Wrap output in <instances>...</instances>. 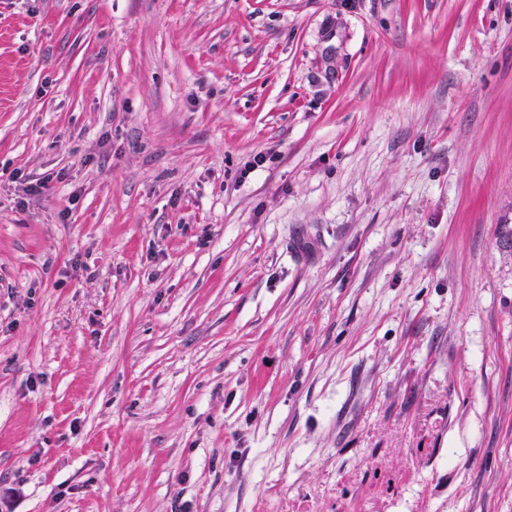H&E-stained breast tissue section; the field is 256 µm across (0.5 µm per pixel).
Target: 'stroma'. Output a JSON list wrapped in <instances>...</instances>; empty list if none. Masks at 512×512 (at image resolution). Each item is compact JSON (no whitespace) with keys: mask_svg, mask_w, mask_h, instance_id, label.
<instances>
[{"mask_svg":"<svg viewBox=\"0 0 512 512\" xmlns=\"http://www.w3.org/2000/svg\"><path fill=\"white\" fill-rule=\"evenodd\" d=\"M504 224L512 0H0V512H512Z\"/></svg>","mask_w":512,"mask_h":512,"instance_id":"stroma-1","label":"stroma"}]
</instances>
